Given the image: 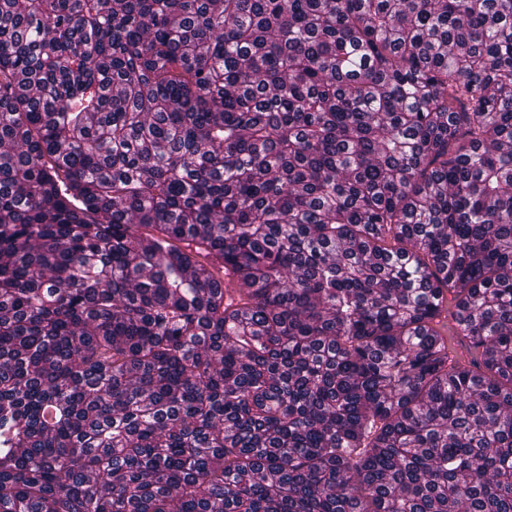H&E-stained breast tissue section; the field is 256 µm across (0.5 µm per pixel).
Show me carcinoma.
I'll use <instances>...</instances> for the list:
<instances>
[{
  "label": "carcinoma",
  "instance_id": "1",
  "mask_svg": "<svg viewBox=\"0 0 512 512\" xmlns=\"http://www.w3.org/2000/svg\"><path fill=\"white\" fill-rule=\"evenodd\" d=\"M0 512H512V0H0Z\"/></svg>",
  "mask_w": 512,
  "mask_h": 512
}]
</instances>
